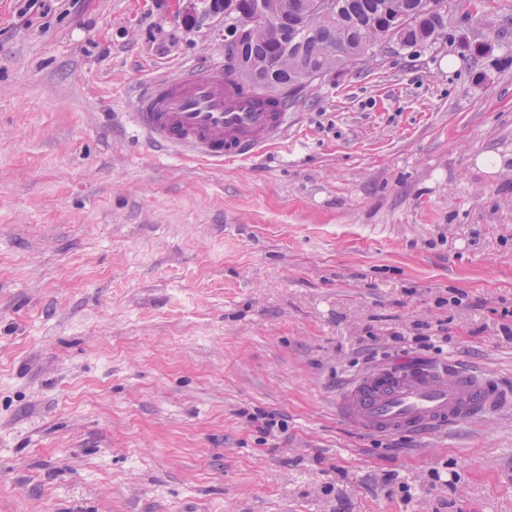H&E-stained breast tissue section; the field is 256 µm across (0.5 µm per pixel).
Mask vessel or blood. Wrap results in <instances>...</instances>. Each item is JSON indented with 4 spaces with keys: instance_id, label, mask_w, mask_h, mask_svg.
Returning <instances> with one entry per match:
<instances>
[{
    "instance_id": "vessel-or-blood-1",
    "label": "vessel or blood",
    "mask_w": 512,
    "mask_h": 512,
    "mask_svg": "<svg viewBox=\"0 0 512 512\" xmlns=\"http://www.w3.org/2000/svg\"><path fill=\"white\" fill-rule=\"evenodd\" d=\"M265 100L261 92L236 96L223 66L195 64L141 86L129 119L151 148L220 165L246 159L287 130L288 110L269 111ZM510 409L511 388L452 365L373 371L353 379L337 399L352 427L376 436L448 431Z\"/></svg>"
}]
</instances>
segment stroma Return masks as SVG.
I'll list each match as a JSON object with an SVG mask.
<instances>
[{
	"label": "stroma",
	"instance_id": "1",
	"mask_svg": "<svg viewBox=\"0 0 512 512\" xmlns=\"http://www.w3.org/2000/svg\"><path fill=\"white\" fill-rule=\"evenodd\" d=\"M20 6L0 512H512V412L427 438L336 413L377 367L512 385V0H448L447 38L313 82L281 143L221 167L125 117L141 82L223 61L210 0Z\"/></svg>",
	"mask_w": 512,
	"mask_h": 512
}]
</instances>
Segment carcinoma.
<instances>
[{"mask_svg":"<svg viewBox=\"0 0 512 512\" xmlns=\"http://www.w3.org/2000/svg\"><path fill=\"white\" fill-rule=\"evenodd\" d=\"M332 15H311L278 32L259 22L243 36L224 23V57L233 62L225 75L241 91L258 90L288 106L282 87L308 69H343L347 57L367 60L395 43L402 48L444 34L445 26L420 13L423 0H338ZM412 22L393 30L397 18Z\"/></svg>","mask_w":512,"mask_h":512,"instance_id":"carcinoma-1","label":"carcinoma"}]
</instances>
